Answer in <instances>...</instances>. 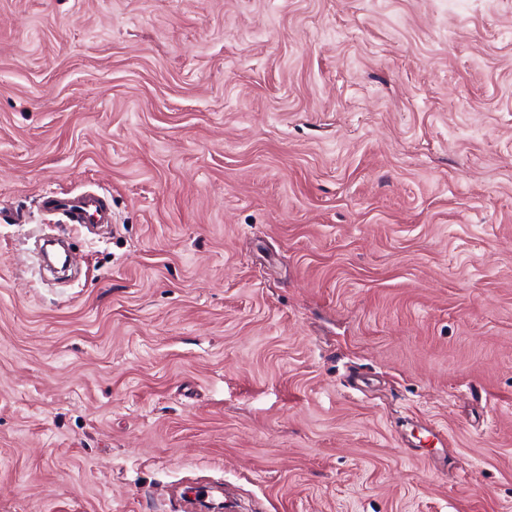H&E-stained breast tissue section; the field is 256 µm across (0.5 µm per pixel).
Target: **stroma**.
Instances as JSON below:
<instances>
[{"label": "stroma", "mask_w": 512, "mask_h": 512, "mask_svg": "<svg viewBox=\"0 0 512 512\" xmlns=\"http://www.w3.org/2000/svg\"><path fill=\"white\" fill-rule=\"evenodd\" d=\"M213 481L512 512V0H0V512ZM41 206L51 214H61L69 224H111L110 207L104 197L96 194H58L42 196Z\"/></svg>", "instance_id": "obj_1"}]
</instances>
